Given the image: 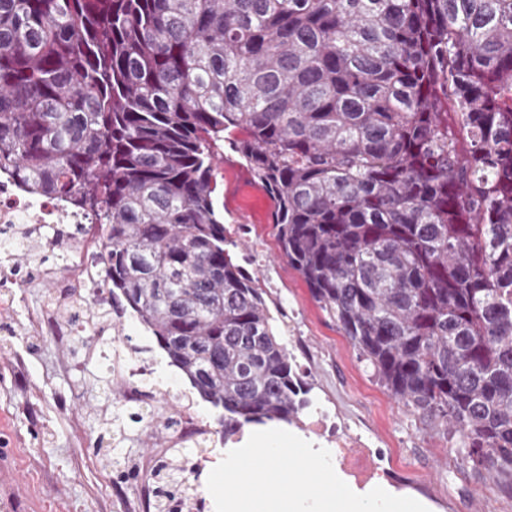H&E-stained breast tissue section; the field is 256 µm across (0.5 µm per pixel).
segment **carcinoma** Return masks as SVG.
<instances>
[{
	"instance_id": "1",
	"label": "carcinoma",
	"mask_w": 512,
	"mask_h": 512,
	"mask_svg": "<svg viewBox=\"0 0 512 512\" xmlns=\"http://www.w3.org/2000/svg\"><path fill=\"white\" fill-rule=\"evenodd\" d=\"M221 141L366 367L512 483V0H0V171L86 208L101 318L132 310L228 441L312 385L224 248Z\"/></svg>"
}]
</instances>
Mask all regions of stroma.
Listing matches in <instances>:
<instances>
[{
    "label": "stroma",
    "mask_w": 512,
    "mask_h": 512,
    "mask_svg": "<svg viewBox=\"0 0 512 512\" xmlns=\"http://www.w3.org/2000/svg\"><path fill=\"white\" fill-rule=\"evenodd\" d=\"M225 235L270 309H281L288 348L308 375L312 406L362 436L394 476L383 488L428 512H512L506 482L462 466L442 431L408 412L371 375L349 339L282 257L270 224L243 222L217 194ZM66 270L35 283L23 264L11 305H0V512H139L138 484L171 454L115 420L112 395L129 378L115 368L155 342L139 322L113 320L104 336L61 344L32 324L47 293H65Z\"/></svg>",
    "instance_id": "stroma-1"
}]
</instances>
